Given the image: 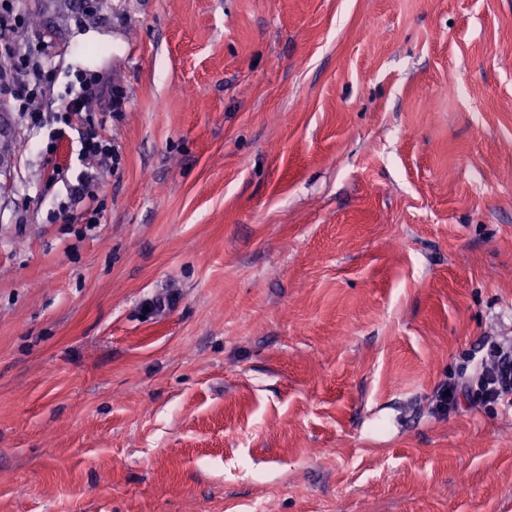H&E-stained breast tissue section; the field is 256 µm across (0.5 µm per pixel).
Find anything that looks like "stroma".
<instances>
[{"instance_id":"obj_1","label":"stroma","mask_w":512,"mask_h":512,"mask_svg":"<svg viewBox=\"0 0 512 512\" xmlns=\"http://www.w3.org/2000/svg\"><path fill=\"white\" fill-rule=\"evenodd\" d=\"M13 4L43 117L125 99L89 231L16 115L0 512H512V409L432 405L512 336V0Z\"/></svg>"}]
</instances>
